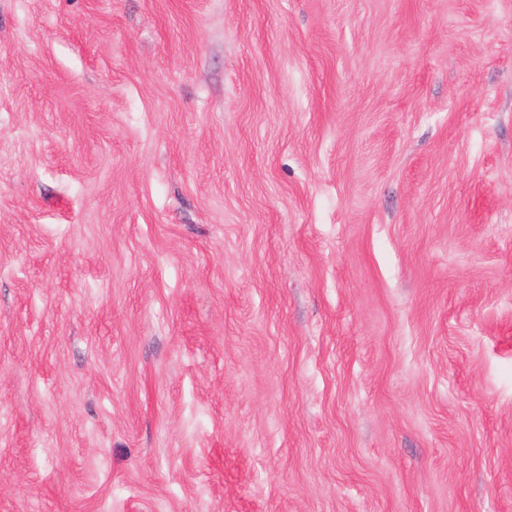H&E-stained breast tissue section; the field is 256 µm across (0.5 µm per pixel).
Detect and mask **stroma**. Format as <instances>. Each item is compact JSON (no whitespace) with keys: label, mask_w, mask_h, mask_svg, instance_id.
Returning a JSON list of instances; mask_svg holds the SVG:
<instances>
[{"label":"stroma","mask_w":512,"mask_h":512,"mask_svg":"<svg viewBox=\"0 0 512 512\" xmlns=\"http://www.w3.org/2000/svg\"><path fill=\"white\" fill-rule=\"evenodd\" d=\"M0 512H512V0H0Z\"/></svg>","instance_id":"35a3bbf8"}]
</instances>
